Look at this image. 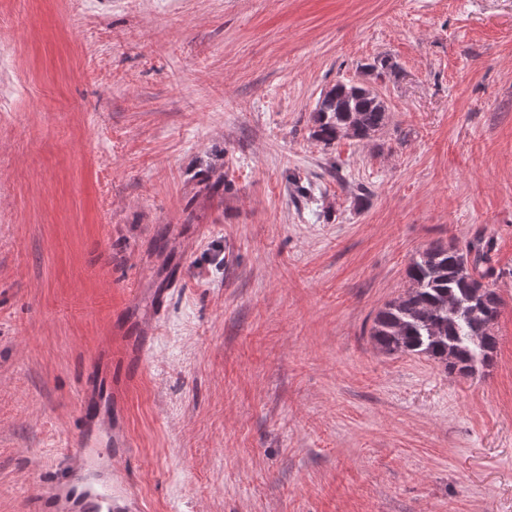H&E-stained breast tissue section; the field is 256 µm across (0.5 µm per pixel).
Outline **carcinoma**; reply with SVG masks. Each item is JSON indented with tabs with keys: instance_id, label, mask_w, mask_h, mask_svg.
<instances>
[{
	"instance_id": "cac0c4a2",
	"label": "carcinoma",
	"mask_w": 512,
	"mask_h": 512,
	"mask_svg": "<svg viewBox=\"0 0 512 512\" xmlns=\"http://www.w3.org/2000/svg\"><path fill=\"white\" fill-rule=\"evenodd\" d=\"M311 136L326 146L370 141L388 124L389 110L367 81L338 80L321 91ZM484 248L432 245L409 264L407 287L380 310L370 336L389 355H422L450 374L470 377L490 368L498 348L501 299L479 270Z\"/></svg>"
}]
</instances>
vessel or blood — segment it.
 Returning <instances> with one entry per match:
<instances>
[{"instance_id":"vessel-or-blood-1","label":"vessel or blood","mask_w":512,"mask_h":512,"mask_svg":"<svg viewBox=\"0 0 512 512\" xmlns=\"http://www.w3.org/2000/svg\"><path fill=\"white\" fill-rule=\"evenodd\" d=\"M81 396L85 416L68 441L66 464L41 481L31 512H145L143 501L128 489V475L115 465L131 440L110 371L103 366L93 371Z\"/></svg>"}]
</instances>
